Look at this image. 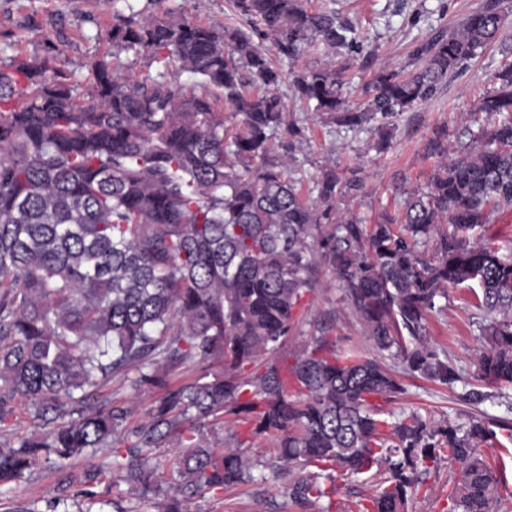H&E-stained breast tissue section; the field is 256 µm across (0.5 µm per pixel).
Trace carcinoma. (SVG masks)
Listing matches in <instances>:
<instances>
[{
  "instance_id": "obj_1",
  "label": "carcinoma",
  "mask_w": 512,
  "mask_h": 512,
  "mask_svg": "<svg viewBox=\"0 0 512 512\" xmlns=\"http://www.w3.org/2000/svg\"><path fill=\"white\" fill-rule=\"evenodd\" d=\"M234 6L248 29L113 9V46L164 63L169 76L137 78L97 57L83 97L48 38L40 55L0 60V423L18 402L33 410L29 433L0 442V487L42 461L61 469L110 448L113 483L147 498L160 491L156 450L173 443L179 483L162 512H188L197 497L256 481L245 451L264 436L302 509L332 499L339 472L377 479L361 512H405L422 475L446 461L457 467L448 512H509L483 445L499 430L512 440V425L434 422L387 404L406 394L392 361L448 387L461 380L428 330L451 286L480 290L474 379L512 385V259L478 233L491 211L512 207V64L479 100L485 122L469 146L450 149L436 132L426 189L366 226L343 204L357 180L327 170L310 202L288 175L273 137L299 130L285 120L282 72L263 45L293 61L321 46L352 57L354 27L308 0ZM506 20L503 0H483L413 50L416 71L379 73L355 109L330 62L302 68L293 87L340 125L393 118L434 97ZM184 71L201 92H186ZM324 268L375 356L337 349L331 319L287 348ZM213 360L221 373L169 386L171 369ZM131 372L135 386L166 392L130 429L131 410L97 391ZM208 418L231 425L234 445L203 441ZM98 476L83 474L92 503Z\"/></svg>"
}]
</instances>
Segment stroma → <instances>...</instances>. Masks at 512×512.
<instances>
[{"mask_svg": "<svg viewBox=\"0 0 512 512\" xmlns=\"http://www.w3.org/2000/svg\"><path fill=\"white\" fill-rule=\"evenodd\" d=\"M312 7L335 11L337 17L357 30L364 49L357 57L336 54L342 70L344 94L349 104L361 102L364 88L383 71L408 70L411 50L457 26L477 7L480 0H309ZM158 11L172 17L185 16L202 25L221 27L238 24L232 0H161ZM112 11L101 0H0V58L28 59L41 54V36L50 37L64 51L67 73L73 84L86 89L89 62L98 56H117L133 76L157 74L161 64L126 52H114L107 33ZM512 63V18L506 22L496 43L482 51L467 66L449 77L439 93L426 103L390 118L388 126L373 122L349 128L317 115L312 106L293 90L294 65L279 63L283 80L277 88L285 105L286 120L300 130L291 138L288 150L290 173L307 199L317 197L316 184L322 174L335 170L343 178L359 179L363 188L352 207L373 223L381 214L397 215L409 191L425 189L436 165L428 143L436 130L448 132L454 147L469 144L479 130L472 114L479 99L494 85L504 64ZM341 292L332 273H324L314 295V304L299 322L289 347L308 342L320 320L336 319V345L347 348L363 344L349 310L340 301ZM483 313L469 288L448 290L445 308L429 318L430 333L437 348L466 373H473V354L480 345L479 324ZM407 393L392 403L394 411L418 409L438 420L444 417L462 422L468 414L506 416L512 402V386L500 395L473 407L458 401L457 393L430 381L404 377ZM159 388L134 387L130 377H112L99 390V397L132 406L144 413L162 397ZM250 456L264 464L265 480L247 482L234 489L197 498L191 512H302L289 499L283 481L269 462L272 444L256 439ZM100 477L95 487L99 498L116 502L121 512H160L162 498L143 499L128 486L112 480V452L105 449L94 458ZM85 467L77 460L64 470L47 465L34 468L27 479L0 494V512L16 505L49 512V503L61 498L68 512H83L79 478ZM453 466L441 463L408 503V512H441L448 493V476Z\"/></svg>", "mask_w": 512, "mask_h": 512, "instance_id": "1", "label": "stroma"}]
</instances>
